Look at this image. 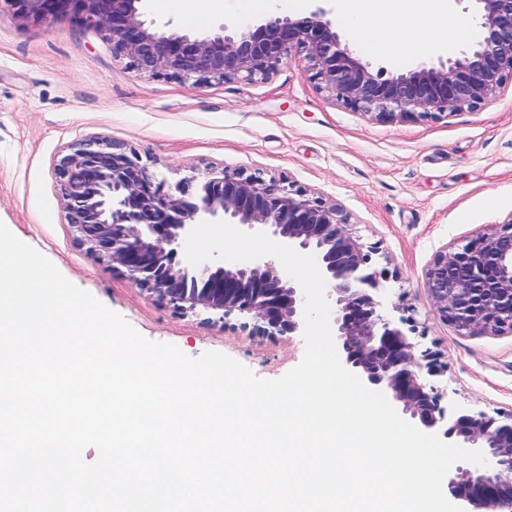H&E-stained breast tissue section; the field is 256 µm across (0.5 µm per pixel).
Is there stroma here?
Wrapping results in <instances>:
<instances>
[{"label":"stroma","instance_id":"35a3bbf8","mask_svg":"<svg viewBox=\"0 0 512 512\" xmlns=\"http://www.w3.org/2000/svg\"><path fill=\"white\" fill-rule=\"evenodd\" d=\"M324 7L375 70L431 64L473 43L452 29L428 53L375 56L363 42L376 33L374 21L353 28L338 0ZM198 12L204 23H193ZM146 13L157 26L195 33L261 16L252 0H177L167 12L150 4ZM92 136L135 151L171 183L216 168L337 203L387 278L385 306L402 308L408 334L440 353L445 370L432 382L449 407L512 413V329L458 330L424 286L438 250L493 232L512 215V82L474 110L383 123L335 101L299 57L262 81L184 84L140 74L96 29L66 18L34 24L0 0V223L144 338L191 358L218 351L276 380L301 362L303 337L251 336L179 316L77 242L53 165Z\"/></svg>","mask_w":512,"mask_h":512}]
</instances>
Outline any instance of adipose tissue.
I'll list each match as a JSON object with an SVG mask.
<instances>
[{"mask_svg": "<svg viewBox=\"0 0 512 512\" xmlns=\"http://www.w3.org/2000/svg\"><path fill=\"white\" fill-rule=\"evenodd\" d=\"M340 5V12L348 21L374 17L382 33L366 40L365 47L378 55H388L396 50V41L384 34L385 29L392 26L393 15L410 18L415 24L416 31L408 45L413 52L433 48L440 32L454 19L448 0H340Z\"/></svg>", "mask_w": 512, "mask_h": 512, "instance_id": "1", "label": "adipose tissue"}]
</instances>
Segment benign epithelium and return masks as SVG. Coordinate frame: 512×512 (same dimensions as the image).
<instances>
[{
  "mask_svg": "<svg viewBox=\"0 0 512 512\" xmlns=\"http://www.w3.org/2000/svg\"><path fill=\"white\" fill-rule=\"evenodd\" d=\"M7 2L34 22L66 16L105 33L115 55L151 77L253 82L299 51L320 88L379 122L475 109L512 80V0H474L481 21L469 49L436 65L389 74L363 63L321 7L191 34L157 27L146 17V0ZM55 174L79 241L182 316L205 312L232 329L238 321L251 336L304 335L302 288L267 257L210 260L191 269L176 261L178 247L202 221L258 230L313 255L326 282L344 366L385 392L420 430L442 429L483 452L486 464L461 469L448 482L449 494L466 501L469 512H512V414L460 413L448 420L443 394L428 382L439 373L436 353L418 349L403 328L407 319L383 310L384 277L370 266L336 203L275 180L222 170L170 185L141 165L135 152L101 137L60 154ZM425 286L438 312L458 329H511L512 215L495 232L438 251Z\"/></svg>",
  "mask_w": 512,
  "mask_h": 512,
  "instance_id": "benign-epithelium-1",
  "label": "benign epithelium"
}]
</instances>
